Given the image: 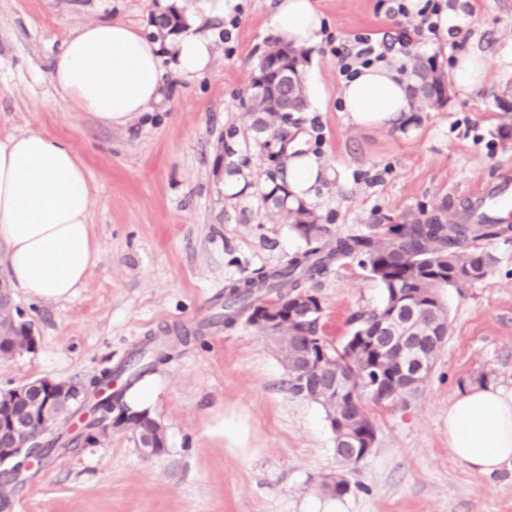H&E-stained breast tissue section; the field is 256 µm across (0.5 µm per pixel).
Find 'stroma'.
Masks as SVG:
<instances>
[{
	"label": "stroma",
	"mask_w": 512,
	"mask_h": 512,
	"mask_svg": "<svg viewBox=\"0 0 512 512\" xmlns=\"http://www.w3.org/2000/svg\"><path fill=\"white\" fill-rule=\"evenodd\" d=\"M211 42L200 78L165 72L150 113L106 127L57 95L50 81L62 42L82 25L119 19L156 37L163 0H0V135L43 130L66 138L94 187L91 222L99 263L69 301L14 292L32 324L31 351L0 359V389L38 378L86 387L144 344L169 360L148 379L151 414L164 426L165 453L148 458L128 431L79 440L89 411L61 424L64 439L33 464L9 512H311L322 482L345 471L346 512H512V470L484 474L448 447V406L465 388L512 390V238L479 241L487 275L443 288L450 329L420 394L407 406L372 410L376 441L341 467L321 408L294 395L272 340L245 319L224 324L228 285L287 265L306 247L267 194L287 174L288 150L304 146L325 173L306 205L327 239L370 235L454 216L470 190L512 168V0H464L447 32L416 37L414 57L451 72L456 55L481 52V88L451 87L447 104L420 112L412 131L347 124L333 46L310 48L306 67L324 85L317 107L292 115L287 137L264 149L251 129L246 91L266 42L274 0H237L231 15H205L202 0H177ZM327 33L395 35L407 18L377 0H315ZM243 187L226 193L229 179ZM322 306L319 333L341 343L382 290L357 260L342 259L308 282ZM187 340L176 337L177 329ZM249 416L258 454L232 455L205 433L213 410Z\"/></svg>",
	"instance_id": "35a3bbf8"
}]
</instances>
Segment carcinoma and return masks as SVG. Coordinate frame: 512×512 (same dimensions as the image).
Here are the masks:
<instances>
[{
  "label": "carcinoma",
  "instance_id": "carcinoma-1",
  "mask_svg": "<svg viewBox=\"0 0 512 512\" xmlns=\"http://www.w3.org/2000/svg\"><path fill=\"white\" fill-rule=\"evenodd\" d=\"M168 34H178L186 28L181 13L172 8L161 15ZM308 59V50L298 48L276 39L262 51L248 90L250 111L264 115L263 130L269 139L262 143L268 148L271 141L284 137V125L290 113L300 112L306 107V95L300 76H295L293 85L282 83L285 71L302 67ZM409 81L417 84V108L434 109L446 103L444 89L447 82L431 60L417 58L412 63ZM275 197V208L279 214L301 234L307 248L296 255L281 269L263 274L256 279H247L229 285L225 292L224 324L232 325L237 318L252 311L264 310L263 300L269 296L278 299L275 316L281 319L282 328L274 337L278 353L285 361L295 358L297 352L307 350L319 352L325 349L328 359L324 367L336 372V377L345 382V391L336 401L317 402L325 415L338 410L344 411L345 424L336 425L335 445L353 442L365 448L374 438L375 425L371 414L362 403V396L372 393V385L378 383L388 390L397 391L392 407L407 406L410 399L422 389L426 378L418 377L406 385L388 383L399 371L398 355L386 348H373L360 340L364 334L370 336L377 327L378 318L387 312L395 299V289L412 294L418 300V313L415 316V331L430 332L439 326L448 332V310L439 297L441 288L457 290L473 285L487 272L488 256L479 251L473 242L485 238L507 237L512 234V224H450L441 214H433L425 220L410 224H398L388 228L382 235L349 236L334 241L325 239L326 229L304 204L291 200L288 187L276 184L269 192ZM355 257L368 268L371 277L378 282L383 292L381 305L359 316L358 325L351 336L339 346L333 345L325 337L318 335L320 321L319 300L304 287V283L327 274L331 267L343 258ZM20 311L6 303L0 310V348L17 354L30 346L24 327L17 317ZM170 355L152 347L141 349L137 361L117 370L105 369L93 377V385L105 384L113 374L130 371L126 387H131L145 374L155 370L156 365L165 363ZM310 363L295 365L289 371L290 390L299 396H306L303 378ZM93 409L105 414L118 411L116 420H121L129 412L123 403V394H106L97 400ZM145 425L131 426L136 441H141L145 433L154 436L164 435L159 422L149 416ZM33 448L29 452L43 457L49 456L61 436L51 438L41 444L42 432L39 426L32 427ZM21 470L10 477L0 479V512H6L10 496ZM329 493L343 496L350 492L351 485L344 473H338L323 484Z\"/></svg>",
  "mask_w": 512,
  "mask_h": 512
}]
</instances>
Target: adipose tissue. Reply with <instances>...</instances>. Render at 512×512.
I'll list each match as a JSON object with an SVG mask.
<instances>
[{
  "label": "adipose tissue",
  "mask_w": 512,
  "mask_h": 512,
  "mask_svg": "<svg viewBox=\"0 0 512 512\" xmlns=\"http://www.w3.org/2000/svg\"><path fill=\"white\" fill-rule=\"evenodd\" d=\"M323 20L313 0H276L271 17L284 41L305 48L321 41ZM210 59L209 41L188 33L163 64L159 45L143 33L120 20H96L63 42L50 80L76 111L120 126L162 99L165 68L191 79ZM407 85L397 62L360 69L338 93L347 121L359 129L409 125ZM91 201L86 167L66 139L41 130L0 136V244L11 287L54 303L85 287L99 260ZM206 433L230 453H253L242 413L218 414ZM448 447L482 473L512 467V392L484 385L460 394L448 407Z\"/></svg>",
  "instance_id": "1"
}]
</instances>
